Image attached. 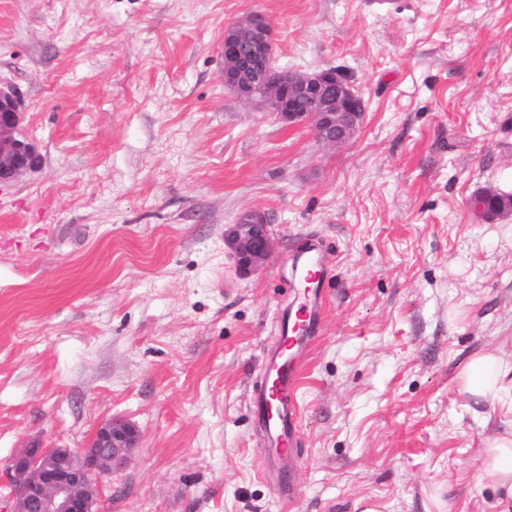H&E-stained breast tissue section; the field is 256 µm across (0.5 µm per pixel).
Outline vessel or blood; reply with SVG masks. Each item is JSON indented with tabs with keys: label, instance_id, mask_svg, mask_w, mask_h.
I'll return each instance as SVG.
<instances>
[{
	"label": "vessel or blood",
	"instance_id": "1",
	"mask_svg": "<svg viewBox=\"0 0 512 512\" xmlns=\"http://www.w3.org/2000/svg\"><path fill=\"white\" fill-rule=\"evenodd\" d=\"M305 282L304 302L298 314L282 310L276 345L265 351L263 379L253 388L251 412L269 447L267 466L278 472L301 461L298 409L290 399L302 368V353L314 339L324 298L319 284L327 274L318 249L294 262Z\"/></svg>",
	"mask_w": 512,
	"mask_h": 512
}]
</instances>
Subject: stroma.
<instances>
[{
    "instance_id": "obj_1",
    "label": "stroma",
    "mask_w": 512,
    "mask_h": 512,
    "mask_svg": "<svg viewBox=\"0 0 512 512\" xmlns=\"http://www.w3.org/2000/svg\"><path fill=\"white\" fill-rule=\"evenodd\" d=\"M249 13L277 66L351 77L354 139L225 88ZM0 80L42 159L0 189V486L20 449L118 419L138 446L98 512H493L459 373L512 352V218L467 206L512 192V0H0ZM248 209L273 247L241 278L224 228ZM313 238L288 506L250 399ZM476 191L468 201L469 209L472 212V214L478 218L479 220L486 222V223H492L494 221L507 218L511 216V209H509L510 204L512 205V201L510 199H500L495 198L489 201L488 207L490 212L493 213H500L496 215H490L488 212V209L486 207V199L490 196H494L499 193V190L495 187L489 186L483 190Z\"/></svg>"
}]
</instances>
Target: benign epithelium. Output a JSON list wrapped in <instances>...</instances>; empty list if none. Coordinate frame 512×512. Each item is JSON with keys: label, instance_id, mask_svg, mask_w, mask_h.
I'll list each match as a JSON object with an SVG mask.
<instances>
[{"label": "benign epithelium", "instance_id": "benign-epithelium-1", "mask_svg": "<svg viewBox=\"0 0 512 512\" xmlns=\"http://www.w3.org/2000/svg\"><path fill=\"white\" fill-rule=\"evenodd\" d=\"M273 34L256 15H247L224 31V85L247 104H259L292 125L309 124L318 142L341 146L356 135L364 114L363 98L348 76L329 67L312 73L274 65ZM23 115L20 95L0 81V188L41 165L31 143L17 137ZM499 193L489 186L474 193L469 209L492 223L511 212L491 215L486 199ZM236 222L224 231V243L236 274L246 278L266 262L272 240L265 213ZM135 428L122 420L103 423L84 448H24L10 461L9 512H93L101 480L123 469L136 447Z\"/></svg>", "mask_w": 512, "mask_h": 512}]
</instances>
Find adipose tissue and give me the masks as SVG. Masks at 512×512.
Segmentation results:
<instances>
[{
	"mask_svg": "<svg viewBox=\"0 0 512 512\" xmlns=\"http://www.w3.org/2000/svg\"><path fill=\"white\" fill-rule=\"evenodd\" d=\"M464 394L487 404L484 417L492 430L481 444L477 482L496 495L495 512H512V425L495 427L496 418L512 416V358L503 349L471 357L460 373Z\"/></svg>",
	"mask_w": 512,
	"mask_h": 512,
	"instance_id": "1",
	"label": "adipose tissue"
}]
</instances>
